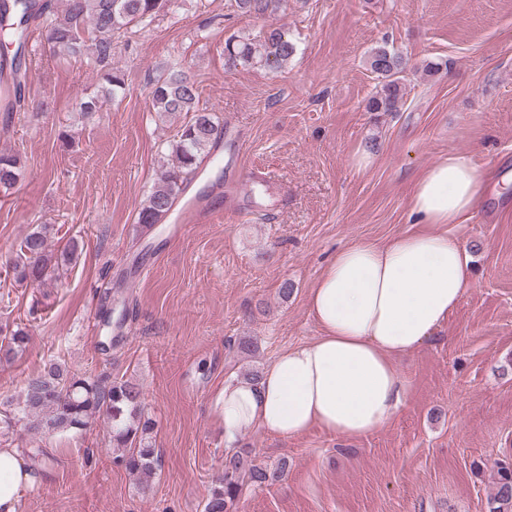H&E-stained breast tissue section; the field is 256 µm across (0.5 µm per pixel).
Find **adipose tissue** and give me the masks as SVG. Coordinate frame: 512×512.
Instances as JSON below:
<instances>
[{
    "mask_svg": "<svg viewBox=\"0 0 512 512\" xmlns=\"http://www.w3.org/2000/svg\"><path fill=\"white\" fill-rule=\"evenodd\" d=\"M487 179L448 155L415 184V230L336 252L309 296L319 336L282 352L258 380L225 381V443L247 429L290 438L314 426L359 439L400 412L407 384L394 362L419 351L470 287V256L446 227L468 219ZM30 483L20 451L0 448V512H16Z\"/></svg>",
    "mask_w": 512,
    "mask_h": 512,
    "instance_id": "adipose-tissue-1",
    "label": "adipose tissue"
}]
</instances>
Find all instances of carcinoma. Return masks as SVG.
Returning a JSON list of instances; mask_svg holds the SVG:
<instances>
[{
	"label": "carcinoma",
	"instance_id": "obj_1",
	"mask_svg": "<svg viewBox=\"0 0 512 512\" xmlns=\"http://www.w3.org/2000/svg\"><path fill=\"white\" fill-rule=\"evenodd\" d=\"M237 11L256 18L271 17L287 8L288 0H234ZM176 0H65L54 13L47 28V40L59 57L91 55L99 64H107L117 49L118 40L128 30L153 19L175 6ZM48 0H0V82L12 89V106L22 107L24 96L19 74L22 54L30 28L50 13ZM16 45L13 54L8 46ZM296 52L295 44L280 28L264 31L255 38L230 36L224 42L225 66L263 63L282 68ZM369 67L379 89L368 102L370 112H398L404 104L405 74L409 59L381 45L369 56ZM104 80L108 93L82 99L84 112H98L124 88L121 73L110 70ZM198 87L183 69L175 65L152 90V107L157 112L192 113L170 143L172 163L161 174L138 211L137 223L158 224L172 210L175 201L198 174L204 158L211 155L223 128L218 117L200 107ZM25 169L18 153H0V188H12ZM50 225L39 224L20 243L14 262L16 277L40 285L59 267L71 262L78 243L70 241L56 255L49 249ZM30 336L17 328L0 339V355L7 361L24 351ZM95 418L107 424L109 443L120 451L117 461L139 484V492L148 495L157 464L155 449L149 444L154 424L146 418L141 390L129 381L107 382L98 377L79 376L57 362L27 377L17 395L0 400V437L18 426L34 435L55 436L79 432ZM494 492L488 498V512H512V464H501ZM262 485L268 473L252 461L234 454L225 459L224 471L212 477L203 512H231L239 494L240 478Z\"/></svg>",
	"mask_w": 512,
	"mask_h": 512
}]
</instances>
